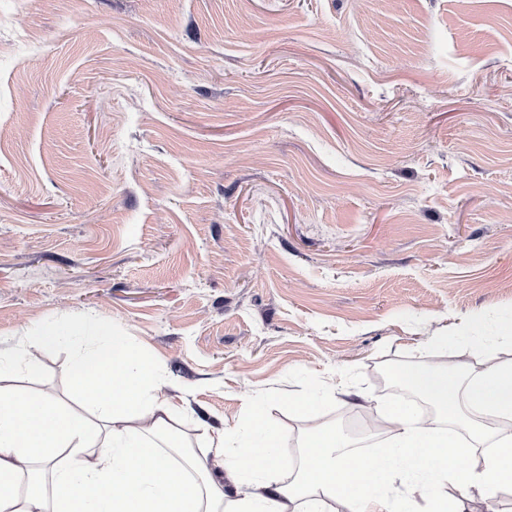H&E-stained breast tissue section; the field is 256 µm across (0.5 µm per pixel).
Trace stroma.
Wrapping results in <instances>:
<instances>
[{
  "mask_svg": "<svg viewBox=\"0 0 512 512\" xmlns=\"http://www.w3.org/2000/svg\"><path fill=\"white\" fill-rule=\"evenodd\" d=\"M87 316L292 468L382 369L512 360V0H0V350Z\"/></svg>",
  "mask_w": 512,
  "mask_h": 512,
  "instance_id": "stroma-1",
  "label": "stroma"
}]
</instances>
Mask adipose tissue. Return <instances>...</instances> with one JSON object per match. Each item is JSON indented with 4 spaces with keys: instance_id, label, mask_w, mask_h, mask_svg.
<instances>
[{
    "instance_id": "ef3b65f1",
    "label": "adipose tissue",
    "mask_w": 512,
    "mask_h": 512,
    "mask_svg": "<svg viewBox=\"0 0 512 512\" xmlns=\"http://www.w3.org/2000/svg\"><path fill=\"white\" fill-rule=\"evenodd\" d=\"M30 349L0 355V512H326L342 497L354 512H391L383 491L396 478L412 482L424 512H465L466 490L488 499L512 489V435L491 438L480 425L457 439L419 421L407 407H381L392 425L374 456L351 455L335 428L317 427L303 444L301 464L284 482L274 463L276 430L261 405L252 406L247 435L227 447L223 429L206 446L256 492L227 497L206 475L205 460L173 444L183 410L159 391L166 380L124 336H109L92 319L47 321L28 331ZM73 343L75 396L93 416L63 409L50 395L7 388L3 379L32 370L38 349ZM398 376L427 397L445 420L462 409L512 419V360L487 358L476 374L457 379L446 364H410ZM493 450H484L486 441Z\"/></svg>"
}]
</instances>
